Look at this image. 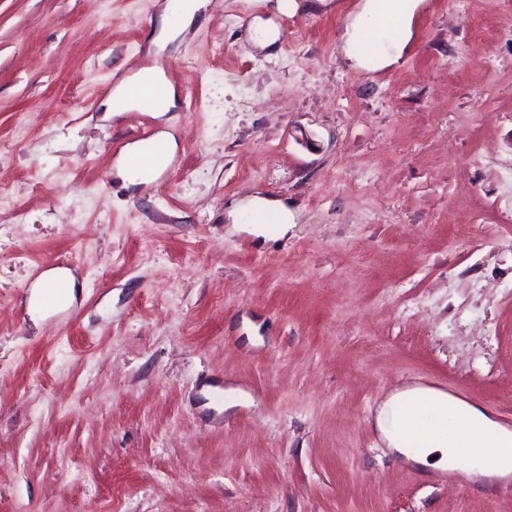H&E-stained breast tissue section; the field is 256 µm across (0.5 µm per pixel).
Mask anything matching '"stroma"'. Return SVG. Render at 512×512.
<instances>
[{
    "instance_id": "1",
    "label": "stroma",
    "mask_w": 512,
    "mask_h": 512,
    "mask_svg": "<svg viewBox=\"0 0 512 512\" xmlns=\"http://www.w3.org/2000/svg\"><path fill=\"white\" fill-rule=\"evenodd\" d=\"M363 2L206 0L157 54L165 0H0V512H512L374 425L422 383L512 429V0H420L373 71ZM153 67L173 128L105 116ZM143 125L176 149L127 188ZM163 80V72L158 68L143 69L132 74L118 85L107 98L104 103V112L119 113L137 108V99L134 96L135 90L146 83H155ZM165 139L167 140L169 144V149L167 151V155H164L161 159L157 160L153 166L147 170L144 174H135L133 173L130 168L127 165V162L125 158H122L118 165V174L120 178L122 179V182L125 186H135L141 183L148 182L149 176L151 173L163 168L167 162L169 161V158L172 156V153L174 152L176 148V142L175 138L172 133L164 132L162 134ZM51 284L59 288L58 293L59 302L63 305H70L74 296V289L76 288L75 277L67 270H51L44 276L43 286Z\"/></svg>"
}]
</instances>
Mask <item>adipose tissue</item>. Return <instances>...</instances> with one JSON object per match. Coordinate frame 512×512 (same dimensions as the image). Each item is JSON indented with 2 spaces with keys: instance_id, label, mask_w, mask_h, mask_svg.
<instances>
[{
  "instance_id": "1",
  "label": "adipose tissue",
  "mask_w": 512,
  "mask_h": 512,
  "mask_svg": "<svg viewBox=\"0 0 512 512\" xmlns=\"http://www.w3.org/2000/svg\"><path fill=\"white\" fill-rule=\"evenodd\" d=\"M199 0H183L180 11L165 9L149 42L162 52L193 23ZM160 69L148 68L129 76L105 102L109 113L135 109V90L162 81ZM377 428L389 448L427 469L446 472L468 461L469 471L488 477L512 475V429L483 408L444 391L415 385L392 394L379 408Z\"/></svg>"
}]
</instances>
